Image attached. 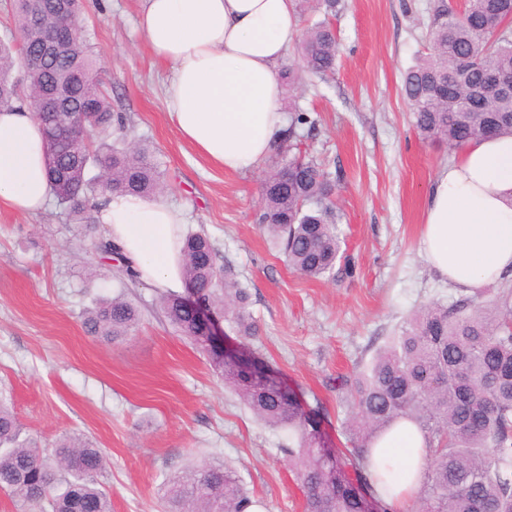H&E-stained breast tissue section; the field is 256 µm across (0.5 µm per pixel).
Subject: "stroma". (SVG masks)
I'll return each instance as SVG.
<instances>
[{
	"mask_svg": "<svg viewBox=\"0 0 512 512\" xmlns=\"http://www.w3.org/2000/svg\"><path fill=\"white\" fill-rule=\"evenodd\" d=\"M435 2L343 0L330 19L335 73L304 76L284 99L317 120L303 143L330 175L345 238L334 277L306 279L255 222L262 170L224 171L172 126V65L137 29L142 0H81L82 38L128 141L155 156L162 200L182 211L186 230L212 238L220 264L247 288L258 326L251 351L300 399L321 405V433L335 448L346 445L343 380L420 307L459 296L421 249L426 197L453 156L419 138L402 92L404 72L428 50ZM107 238L104 225L73 223L53 200L36 215L0 203V400L27 434L51 443L76 433L102 448L112 512H157L164 479L203 462L234 465L262 512H303L287 431L257 421L225 388L168 322L160 289L113 279L117 256L97 248ZM119 293L140 311L136 331L115 344L92 340L85 312Z\"/></svg>",
	"mask_w": 512,
	"mask_h": 512,
	"instance_id": "obj_1",
	"label": "stroma"
}]
</instances>
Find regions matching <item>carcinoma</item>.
<instances>
[{
  "mask_svg": "<svg viewBox=\"0 0 512 512\" xmlns=\"http://www.w3.org/2000/svg\"><path fill=\"white\" fill-rule=\"evenodd\" d=\"M14 17L16 47L0 42V107L19 99L10 77L18 62L26 73L28 106L45 134L47 175L57 203L87 220L103 191L160 193L163 174L149 151L92 145L97 134L125 140V125L94 77L96 62L78 27L79 0L71 4V54L47 67L32 66L28 59L57 26V16L48 10L36 23L27 0H14ZM428 38L429 52L403 81L418 135L450 151L486 136L512 135V92L486 89L488 74L512 73V0H467L461 12L439 0ZM298 41L299 66L282 72L290 89L300 73L322 79L333 74L339 53L336 32L324 19L310 23ZM54 74L69 80L76 123L90 133L74 147L64 127L38 114L42 87ZM302 128L310 133L316 123L300 110L288 113L284 141L299 137ZM278 148L282 160L263 178L257 223L290 268L309 279L323 278L341 259L342 242L329 174L317 161ZM183 256L185 281L197 301L223 314L237 336H257L249 294L218 264L210 237L185 234ZM161 305L169 322L210 357L225 385L258 419L288 430L293 443L288 456L305 512H365L372 502L389 512L382 493L392 487L381 470H370V462L379 441L402 420L424 437L425 479L416 512H512L511 285L428 304L379 349L352 383L354 412L344 425L350 447L336 455L334 468L320 443V408H305L288 390L262 389L256 376L266 368L258 361L222 359L181 296L168 292ZM139 322L137 308L121 296L100 301L83 319L88 335L108 342L128 336ZM105 470V453L86 438L43 444L22 436L13 411L0 401V490L28 505V512H112L101 481ZM257 506L237 470L223 463L203 464L164 481L162 512H253Z\"/></svg>",
  "mask_w": 512,
  "mask_h": 512,
  "instance_id": "obj_1",
  "label": "carcinoma"
}]
</instances>
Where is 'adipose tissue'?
Segmentation results:
<instances>
[{"mask_svg":"<svg viewBox=\"0 0 512 512\" xmlns=\"http://www.w3.org/2000/svg\"><path fill=\"white\" fill-rule=\"evenodd\" d=\"M295 0H143L139 29L173 65L168 116L182 139L230 172L256 170L287 128L278 68L298 35ZM51 197L43 131L33 112L0 109V202L23 215ZM139 279L183 282L180 210L157 199L109 195L97 209ZM422 248L433 272L472 293L512 279V135L474 140L428 195ZM393 468L390 502L407 512L424 478L423 437L404 422L382 443Z\"/></svg>","mask_w":512,"mask_h":512,"instance_id":"obj_1","label":"adipose tissue"}]
</instances>
